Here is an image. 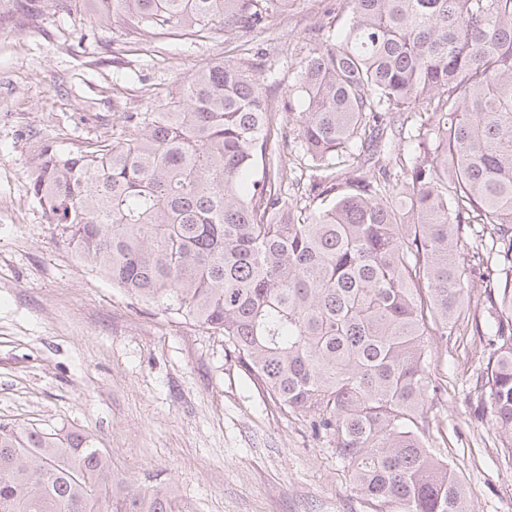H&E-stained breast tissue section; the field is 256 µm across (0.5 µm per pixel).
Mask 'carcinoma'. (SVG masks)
Here are the masks:
<instances>
[{
    "instance_id": "obj_1",
    "label": "carcinoma",
    "mask_w": 512,
    "mask_h": 512,
    "mask_svg": "<svg viewBox=\"0 0 512 512\" xmlns=\"http://www.w3.org/2000/svg\"><path fill=\"white\" fill-rule=\"evenodd\" d=\"M55 2L9 0L20 17ZM70 2L140 42L250 32L288 5ZM345 8L347 29L321 39L282 108L256 78L263 57L223 59L125 113L107 145L45 146L29 188L93 271L224 336L273 402L332 442L370 512H466L429 451L431 340L488 337L476 407L512 463V0ZM416 110L400 173L367 172L388 115ZM0 512L181 510L173 483L133 488L81 432L1 424Z\"/></svg>"
}]
</instances>
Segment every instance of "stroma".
Instances as JSON below:
<instances>
[{"label": "stroma", "instance_id": "stroma-1", "mask_svg": "<svg viewBox=\"0 0 512 512\" xmlns=\"http://www.w3.org/2000/svg\"><path fill=\"white\" fill-rule=\"evenodd\" d=\"M344 0H289L261 28L125 43L64 6L0 22V423L75 429L140 490L172 481L184 512H369L307 419L254 384L223 337L112 286L46 221L27 173L44 145L108 142L122 115L165 103L197 69L269 49L276 99L296 88ZM486 344L434 340L432 453L469 512H512V469L470 394Z\"/></svg>", "mask_w": 512, "mask_h": 512}]
</instances>
